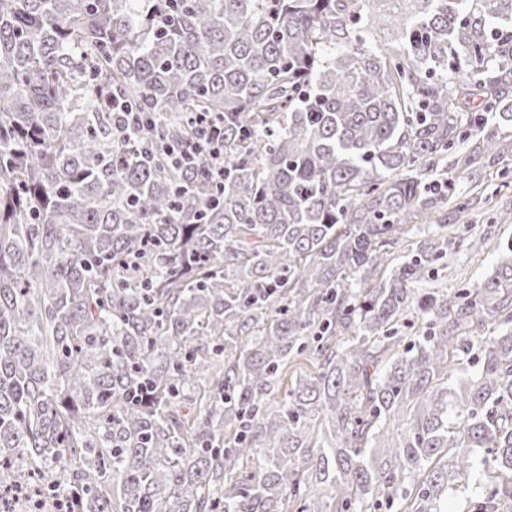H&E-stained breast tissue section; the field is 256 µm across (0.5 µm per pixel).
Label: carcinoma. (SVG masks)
<instances>
[{
  "mask_svg": "<svg viewBox=\"0 0 512 512\" xmlns=\"http://www.w3.org/2000/svg\"><path fill=\"white\" fill-rule=\"evenodd\" d=\"M387 2L0 0V490L45 500L53 465L68 512H512V246L416 287L512 157V0ZM199 112L220 191L165 153ZM195 123L199 134L197 148L207 151L214 158L224 155V125L205 113H198Z\"/></svg>",
  "mask_w": 512,
  "mask_h": 512,
  "instance_id": "1",
  "label": "carcinoma"
}]
</instances>
